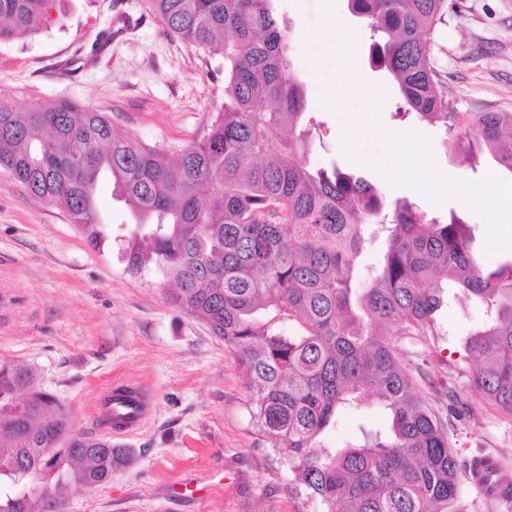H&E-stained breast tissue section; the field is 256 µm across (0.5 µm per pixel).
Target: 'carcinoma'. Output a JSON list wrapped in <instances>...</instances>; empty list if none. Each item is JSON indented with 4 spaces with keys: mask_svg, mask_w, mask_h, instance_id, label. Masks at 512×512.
Segmentation results:
<instances>
[{
    "mask_svg": "<svg viewBox=\"0 0 512 512\" xmlns=\"http://www.w3.org/2000/svg\"><path fill=\"white\" fill-rule=\"evenodd\" d=\"M57 0H0V40L47 26ZM166 35L224 58V108L207 133L168 152L117 133L103 112L59 100L0 98V167L31 194L63 206L88 245L107 237L97 189L128 207L119 235L131 273L159 271L169 303L205 321L234 354L257 398L254 431L295 476L317 512H457L460 477L448 431L412 379V343L439 335L437 319L457 288L482 304L487 323L464 351L471 387L512 417V262L483 265L468 225L430 221L408 201L381 216L376 189L339 169L308 166L301 127L304 84L293 71L275 0H144ZM382 41L376 63L406 105L449 131L466 158L486 150L512 175V112L448 111L424 33L447 0H348ZM383 217L388 250L369 287H356L366 219ZM295 324L296 335L284 327ZM26 396L23 415L11 412ZM377 399L382 431L359 427L341 448L315 451L347 409ZM66 449L41 455L40 448ZM118 443L76 432L65 405L23 363H0V512H61L59 491L97 488L132 461ZM34 465L35 491L14 483Z\"/></svg>",
    "mask_w": 512,
    "mask_h": 512,
    "instance_id": "cac0c4a2",
    "label": "carcinoma"
}]
</instances>
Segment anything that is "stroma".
<instances>
[{
    "mask_svg": "<svg viewBox=\"0 0 512 512\" xmlns=\"http://www.w3.org/2000/svg\"><path fill=\"white\" fill-rule=\"evenodd\" d=\"M335 7L357 34L361 77L387 90L382 125L428 137L450 178L479 182L492 173L511 184L512 175L492 158L461 162L443 127L408 111L393 76L370 64L380 33L352 16L347 0H335ZM278 12L291 22L288 54L304 82L311 130L305 162L363 176L386 204L405 198L428 217L456 215L471 225L486 264L512 260V248L487 254L488 223L460 200L437 205L412 187L390 185L370 166L384 156L380 144L365 145L367 164L345 156L342 121L320 102L318 78H334L336 67L326 63L318 74L307 60L312 35L324 27L322 0H278ZM120 13L129 16L128 26L115 24ZM428 37L451 111L512 112V0H448L443 22ZM0 95L29 104L67 99L107 113L120 134L175 150L203 137L223 107L224 60L167 36L142 0H58L46 29L0 41ZM97 207L113 237L94 248L62 206L36 199L0 167V361L35 369L82 431L103 432L99 402L114 385L137 387L149 403L140 429L121 439L132 463L100 487H69L64 512H316L252 428V393L223 340L168 302L161 277L127 271L114 238L130 219L110 183L100 186ZM485 320L484 307L449 297L441 335L421 350L413 380L447 421L459 466L489 454L512 476V418L470 388L464 358L469 333ZM361 423L384 427L388 418L369 401L362 412L339 415L320 442L343 447ZM188 476L201 487L195 497L168 493V485Z\"/></svg>",
    "mask_w": 512,
    "mask_h": 512,
    "instance_id": "stroma-1",
    "label": "stroma"
}]
</instances>
